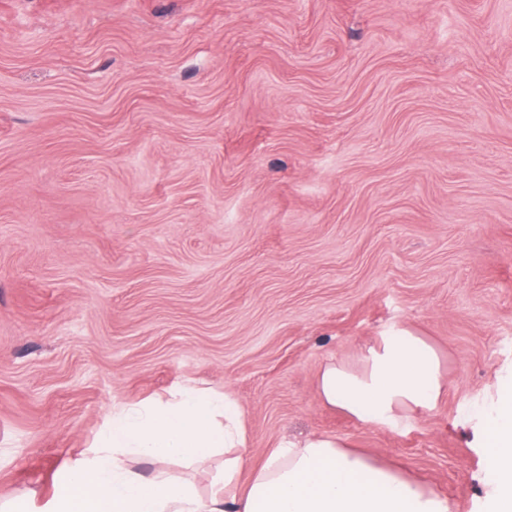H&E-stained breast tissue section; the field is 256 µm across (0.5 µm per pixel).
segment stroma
Segmentation results:
<instances>
[{
    "instance_id": "1",
    "label": "stroma",
    "mask_w": 512,
    "mask_h": 512,
    "mask_svg": "<svg viewBox=\"0 0 512 512\" xmlns=\"http://www.w3.org/2000/svg\"><path fill=\"white\" fill-rule=\"evenodd\" d=\"M401 326L448 393L324 406ZM512 375V0H0V502L113 402L229 390L261 464L328 434L488 512ZM447 388L442 356L425 336L395 327L353 359L321 369L316 394L356 421L392 431L431 414Z\"/></svg>"
}]
</instances>
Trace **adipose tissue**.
Wrapping results in <instances>:
<instances>
[{"label":"adipose tissue","mask_w":512,"mask_h":512,"mask_svg":"<svg viewBox=\"0 0 512 512\" xmlns=\"http://www.w3.org/2000/svg\"><path fill=\"white\" fill-rule=\"evenodd\" d=\"M447 388L442 356L404 327L378 336L354 358L321 369L322 403L392 431L431 414ZM484 448L496 484L490 512H512V379L496 387ZM96 449L66 471L45 512H448L429 483L379 463L340 438L280 440L247 468L243 414L229 393L194 385L139 405L116 402ZM223 451L221 475L199 492L173 460L205 462ZM249 478H242V471Z\"/></svg>","instance_id":"1"}]
</instances>
